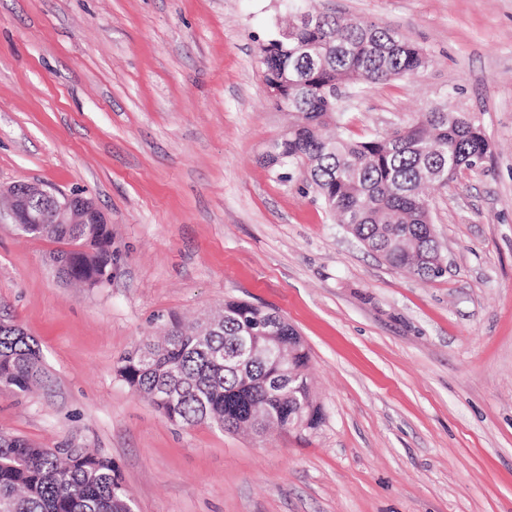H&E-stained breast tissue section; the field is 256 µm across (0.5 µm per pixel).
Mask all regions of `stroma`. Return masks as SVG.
<instances>
[{
	"label": "stroma",
	"mask_w": 512,
	"mask_h": 512,
	"mask_svg": "<svg viewBox=\"0 0 512 512\" xmlns=\"http://www.w3.org/2000/svg\"><path fill=\"white\" fill-rule=\"evenodd\" d=\"M300 1L0 0V183L82 192L112 228V280L88 289L49 266L57 243L0 224V300L53 379L0 388V431L111 459L135 512H512V0H304L430 59L364 86L351 135L446 105L491 144L432 195L448 271L429 282L262 161L288 115L257 45ZM229 298L298 330L317 429L184 427L117 375L163 316Z\"/></svg>",
	"instance_id": "stroma-1"
}]
</instances>
